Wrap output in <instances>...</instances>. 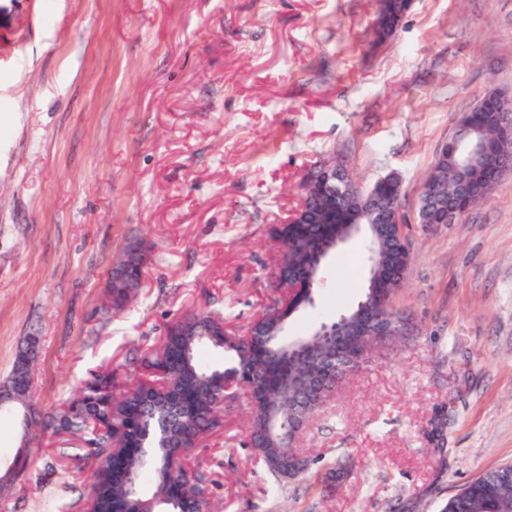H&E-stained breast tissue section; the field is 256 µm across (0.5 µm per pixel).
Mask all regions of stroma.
<instances>
[{"label": "stroma", "instance_id": "obj_1", "mask_svg": "<svg viewBox=\"0 0 512 512\" xmlns=\"http://www.w3.org/2000/svg\"><path fill=\"white\" fill-rule=\"evenodd\" d=\"M376 0H0V380L39 332L37 416L190 311L245 333L280 295L271 235L319 161L402 180L411 264L392 306L416 327L306 426L308 470L276 482L247 397L192 451L213 512H440L512 465V175L460 221L421 225L420 193L463 112L512 97V0H414L373 42ZM150 246L137 296L108 274ZM361 242L333 253L291 334L356 306ZM28 457L18 476V454ZM82 441L0 417V512H76ZM127 252H131L133 250L136 251L137 254L143 256L144 266L147 264V255L145 248L139 244V243H129L125 249ZM124 258V259H123ZM121 265L126 268V272L121 276L116 278L118 273V265L117 263L114 264L112 268V273L106 281L105 288H107V295L110 297V300L108 301V308L106 309V312H109L110 310H120L129 301L131 296L135 295L139 288H141V280H142V273L141 270V264H142V258L139 259H132L130 255L127 253H122L121 257ZM112 276V281H115L117 279V283H113L112 281L110 283ZM110 284V288H109ZM113 285V288H112Z\"/></svg>", "mask_w": 512, "mask_h": 512}]
</instances>
